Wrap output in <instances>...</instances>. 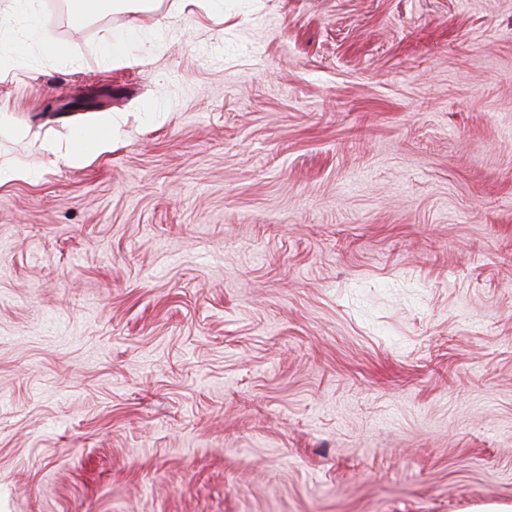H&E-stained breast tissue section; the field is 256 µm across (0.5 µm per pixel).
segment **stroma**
<instances>
[{"mask_svg": "<svg viewBox=\"0 0 512 512\" xmlns=\"http://www.w3.org/2000/svg\"><path fill=\"white\" fill-rule=\"evenodd\" d=\"M70 8L0 0V512H512V0ZM131 2H140L146 6L151 1L146 0H76L69 12V23L73 29L79 30L93 17L109 9L120 10L128 7ZM139 35L135 32L120 37L106 38L101 45V54L114 62H141L142 58L134 54L133 48L138 43Z\"/></svg>", "mask_w": 512, "mask_h": 512, "instance_id": "35a3bbf8", "label": "stroma"}]
</instances>
